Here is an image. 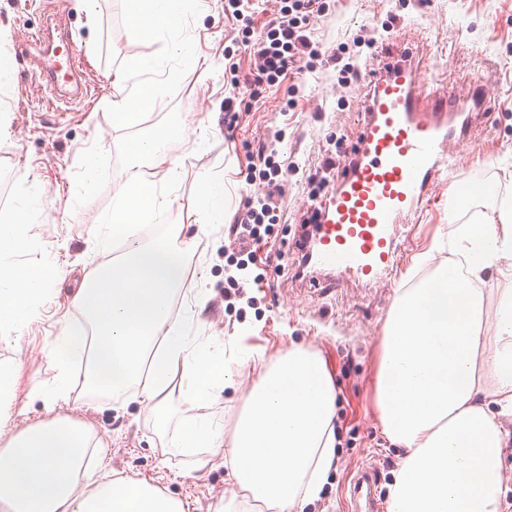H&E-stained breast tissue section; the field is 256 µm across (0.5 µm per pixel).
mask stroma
<instances>
[{
	"label": "stroma",
	"instance_id": "obj_1",
	"mask_svg": "<svg viewBox=\"0 0 512 512\" xmlns=\"http://www.w3.org/2000/svg\"><path fill=\"white\" fill-rule=\"evenodd\" d=\"M327 4L328 12L314 21V37L328 56L347 44L344 59L356 66L357 78L338 84L332 62L312 73L291 75L281 87L247 99L229 131L224 127L222 65L224 49L238 31L224 17V0H201L181 21L191 54L210 64V71L182 67L165 83L142 81L135 100L143 118L132 124L113 118V73L133 62H149L159 46L141 36L124 0H97L93 25L87 20L85 0H0V23L8 25L10 33L0 44V56L13 66L10 84L0 90V117L9 133L0 142V213L12 216L25 208L37 248L14 254L11 271L29 281L33 269H41L46 283L45 294L34 302L37 318L0 341V365L13 363L19 371L14 396L5 402L10 419L1 435L11 437L53 413L66 415L92 426L100 437L95 469L152 482L182 500L186 512H214L228 491L223 465L199 467L196 458L171 447L169 435L191 416L231 426L253 380L250 366L239 367L238 390H224L219 399L202 404L185 401L179 372L167 371L172 418L165 430L133 399L132 388L113 391L90 381L86 354L71 361L74 389L69 400L52 406L45 397L56 382V354L66 324L82 323L89 342L97 340L94 325L73 306L72 296L93 265L116 264L112 251L95 250L93 240L112 211L127 153L137 141L169 126L174 133L167 146L180 160L179 175L173 187L160 183L156 190L176 196L188 239L197 232L203 188L210 179L223 177L226 187L216 190L215 202L232 220L242 200L263 188L262 182L246 179L260 147L277 150L290 163L282 181L283 220L271 239L282 259L267 267L263 287L248 289L236 299L234 310H227L224 249L231 241L224 225H216L199 245L186 250L184 290L173 297L172 313L182 314L185 303L202 299V311L191 328L221 345L229 361L244 346L272 357L295 343L316 348L328 362L338 389L336 461L319 500L305 512H345V486L363 462L376 465L382 485L392 482L401 452L382 433L370 393L375 351L394 291L336 279L320 292L294 278L293 241L310 216L314 189L308 176L327 159L337 169L347 164L360 132L365 75L382 63L392 42L420 44L428 64L438 68L442 82L454 90L473 82L489 88L496 110L479 129L476 152H458L452 183L437 190L402 258L400 278L412 282L418 275L414 256L433 238L451 241L454 225L467 221L465 207L486 209L512 189V182L503 177L505 170H512V0ZM48 23L72 34L83 56L89 85L84 99L53 100L34 80L33 50L22 38ZM288 99L295 107L281 114ZM89 154L97 161L90 175L83 166ZM86 178L91 184L85 188L81 182ZM26 180L43 188L28 204L20 196Z\"/></svg>",
	"mask_w": 512,
	"mask_h": 512
}]
</instances>
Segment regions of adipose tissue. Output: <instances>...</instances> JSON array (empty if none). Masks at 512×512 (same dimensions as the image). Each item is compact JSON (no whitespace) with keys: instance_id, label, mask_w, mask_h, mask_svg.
Returning <instances> with one entry per match:
<instances>
[{"instance_id":"obj_1","label":"adipose tissue","mask_w":512,"mask_h":512,"mask_svg":"<svg viewBox=\"0 0 512 512\" xmlns=\"http://www.w3.org/2000/svg\"><path fill=\"white\" fill-rule=\"evenodd\" d=\"M152 0H126L161 46L149 64L116 72L115 120L131 123L129 81L163 75L170 60L194 64L181 22L156 24ZM177 174L163 136L142 140L124 168L108 225L137 219L145 169ZM168 234L136 248L125 266L90 270L72 303L95 325L91 378L138 386L158 424L169 405L163 375L145 374L155 352L180 369L186 399L205 403L235 387L232 371L215 376L202 357L207 338L192 333L197 308L175 318L170 299L182 285L183 226L173 200L158 206ZM414 263L430 279L400 289L382 325L371 405L388 440L402 452L387 493V512H502L503 454L512 443V198L458 225L451 246L434 242ZM254 379L231 429L201 417L185 421L172 447L200 464L222 459L230 496L215 512H303L317 500L336 456L337 388L320 351L294 345L266 358L242 355ZM95 431L55 417L0 444V512H185L181 500L128 476L95 482L83 459Z\"/></svg>"}]
</instances>
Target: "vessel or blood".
Masks as SVG:
<instances>
[{
	"mask_svg": "<svg viewBox=\"0 0 512 512\" xmlns=\"http://www.w3.org/2000/svg\"><path fill=\"white\" fill-rule=\"evenodd\" d=\"M33 47L40 86L56 90L61 76L50 46L37 41ZM429 71L409 45L369 73L352 158L330 191L314 201L318 224L294 244L303 278L313 287L328 278L369 288L395 279L409 227L451 177L449 146L474 147L476 126L492 109L490 91L475 83L461 98L432 86ZM378 488L376 466H360L348 486L352 512H383Z\"/></svg>",
	"mask_w": 512,
	"mask_h": 512,
	"instance_id": "vessel-or-blood-1",
	"label": "vessel or blood"
}]
</instances>
